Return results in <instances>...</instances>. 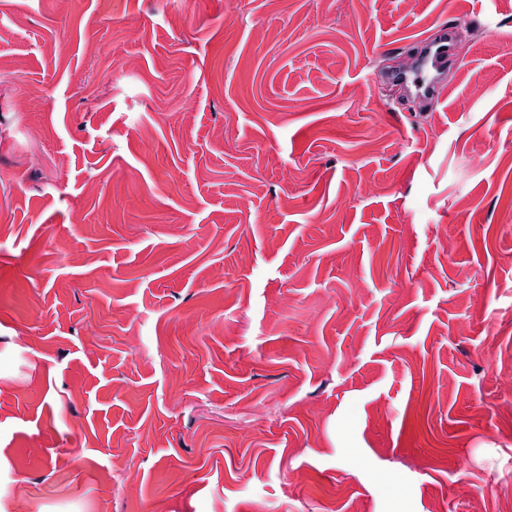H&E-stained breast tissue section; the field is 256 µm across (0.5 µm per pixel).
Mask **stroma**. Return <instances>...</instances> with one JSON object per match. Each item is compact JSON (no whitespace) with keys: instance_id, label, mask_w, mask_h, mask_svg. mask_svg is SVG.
I'll list each match as a JSON object with an SVG mask.
<instances>
[{"instance_id":"35a3bbf8","label":"stroma","mask_w":512,"mask_h":512,"mask_svg":"<svg viewBox=\"0 0 512 512\" xmlns=\"http://www.w3.org/2000/svg\"><path fill=\"white\" fill-rule=\"evenodd\" d=\"M510 304L512 0H0V512H503ZM451 41V34L447 32L439 38L428 39L419 61L393 71V81L413 92L419 99L433 103L442 99L447 88L443 67L452 54Z\"/></svg>"}]
</instances>
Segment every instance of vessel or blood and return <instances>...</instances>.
I'll use <instances>...</instances> for the list:
<instances>
[{
	"label": "vessel or blood",
	"instance_id": "b4317fda",
	"mask_svg": "<svg viewBox=\"0 0 512 512\" xmlns=\"http://www.w3.org/2000/svg\"><path fill=\"white\" fill-rule=\"evenodd\" d=\"M450 34L428 39L424 51L415 64L399 68L392 79L407 88L419 99L435 102L442 99L446 90L443 67L451 54Z\"/></svg>",
	"mask_w": 512,
	"mask_h": 512
}]
</instances>
